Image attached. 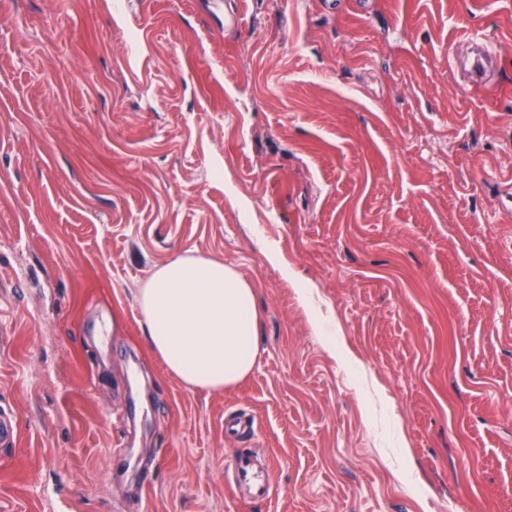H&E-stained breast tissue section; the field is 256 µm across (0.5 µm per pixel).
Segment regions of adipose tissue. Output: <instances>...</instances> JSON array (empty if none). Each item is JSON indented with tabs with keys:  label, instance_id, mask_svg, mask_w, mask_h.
I'll list each match as a JSON object with an SVG mask.
<instances>
[{
	"label": "adipose tissue",
	"instance_id": "1",
	"mask_svg": "<svg viewBox=\"0 0 512 512\" xmlns=\"http://www.w3.org/2000/svg\"><path fill=\"white\" fill-rule=\"evenodd\" d=\"M152 350L195 389L236 384L257 358L255 292L233 267L200 256L159 266L140 290Z\"/></svg>",
	"mask_w": 512,
	"mask_h": 512
}]
</instances>
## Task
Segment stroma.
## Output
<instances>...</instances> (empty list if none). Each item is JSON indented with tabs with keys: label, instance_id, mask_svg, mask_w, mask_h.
I'll use <instances>...</instances> for the list:
<instances>
[{
	"label": "stroma",
	"instance_id": "1",
	"mask_svg": "<svg viewBox=\"0 0 512 512\" xmlns=\"http://www.w3.org/2000/svg\"><path fill=\"white\" fill-rule=\"evenodd\" d=\"M229 2L0 0V512H512V0ZM180 256L255 291L221 393L149 347ZM476 53L469 61V70L471 77L467 86L469 89L476 90L484 80V75L488 65L493 61L496 50L490 43L479 42L475 44ZM231 480L228 485L232 491L238 487H246L257 497H267L270 492V475L268 469L260 472V468L248 454L236 452L231 461Z\"/></svg>",
	"mask_w": 512,
	"mask_h": 512
}]
</instances>
